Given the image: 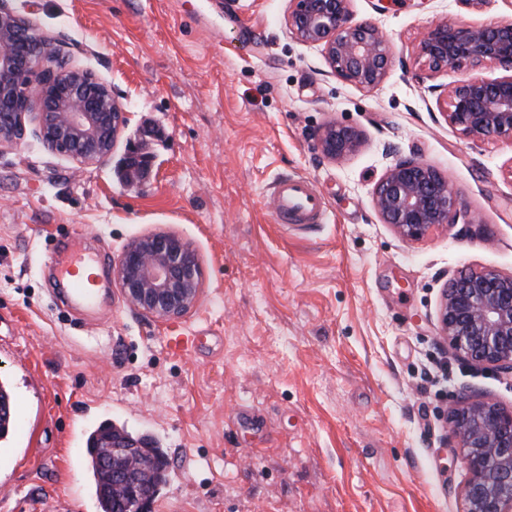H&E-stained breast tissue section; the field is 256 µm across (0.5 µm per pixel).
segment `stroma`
<instances>
[{
	"label": "stroma",
	"instance_id": "1",
	"mask_svg": "<svg viewBox=\"0 0 512 512\" xmlns=\"http://www.w3.org/2000/svg\"><path fill=\"white\" fill-rule=\"evenodd\" d=\"M111 85L128 122L111 160L34 138L0 151V377L17 420L0 512H98L86 440L110 422L155 439L169 473L153 512H463L470 473L446 415L461 396L512 409V377L458 358L438 322L449 280L512 274V141L475 143L441 114L416 46L435 23L495 24L512 0H353L393 59L364 90L288 29V0H8ZM336 122L360 150L324 158ZM151 159L133 182L129 146ZM444 174L454 224L401 240L372 192L398 160ZM307 178L323 224L275 223L266 189ZM173 232L196 251L197 306L176 322L108 286L92 314L56 298L46 256L78 235L118 258Z\"/></svg>",
	"mask_w": 512,
	"mask_h": 512
}]
</instances>
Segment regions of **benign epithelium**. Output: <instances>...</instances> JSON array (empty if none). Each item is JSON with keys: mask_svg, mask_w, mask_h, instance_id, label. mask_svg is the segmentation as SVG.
Segmentation results:
<instances>
[{"mask_svg": "<svg viewBox=\"0 0 512 512\" xmlns=\"http://www.w3.org/2000/svg\"><path fill=\"white\" fill-rule=\"evenodd\" d=\"M0 0V149L22 141L29 119L43 147L79 167L109 160L127 111L111 88L87 69L74 68L53 39ZM288 29L299 41L319 45L337 79L372 90L385 79L392 45L374 23L357 21L351 0H289ZM422 67L437 74L452 66L466 72L493 66L501 75L466 77L446 92L449 124L473 142L512 140V19L493 25L439 23L417 46ZM69 75L65 84L59 82ZM362 135L331 122L318 136L321 154L332 160L356 152ZM373 207L405 241L454 223L463 204L448 178L419 160L390 167L372 193ZM123 300L159 320L189 314L201 294L195 251L174 233L131 239L113 266ZM441 333L467 362L512 374V274L465 273L448 282L438 313ZM448 427L470 471L463 489L464 512H512V409L469 396L452 408ZM103 447L120 457L112 494L124 512H150L152 484L165 471L133 451L122 435Z\"/></svg>", "mask_w": 512, "mask_h": 512, "instance_id": "1", "label": "benign epithelium"}]
</instances>
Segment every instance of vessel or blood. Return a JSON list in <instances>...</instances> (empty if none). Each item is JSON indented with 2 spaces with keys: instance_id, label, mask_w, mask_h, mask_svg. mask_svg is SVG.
Segmentation results:
<instances>
[{
  "instance_id": "obj_1",
  "label": "vessel or blood",
  "mask_w": 512,
  "mask_h": 512,
  "mask_svg": "<svg viewBox=\"0 0 512 512\" xmlns=\"http://www.w3.org/2000/svg\"><path fill=\"white\" fill-rule=\"evenodd\" d=\"M271 205L279 224H322L327 219L321 195L302 177L281 176L273 187ZM62 250L64 256L59 262L58 280L63 293L75 305L94 308L103 287L107 255L102 252L79 254L71 241L66 242Z\"/></svg>"
}]
</instances>
